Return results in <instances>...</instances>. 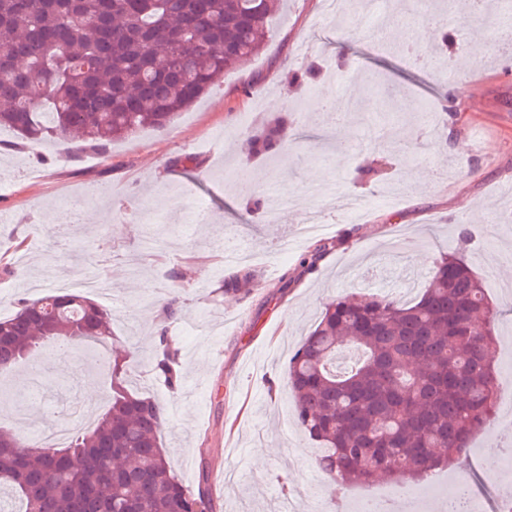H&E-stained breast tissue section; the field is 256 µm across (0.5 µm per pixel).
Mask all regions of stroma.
I'll return each mask as SVG.
<instances>
[{"mask_svg":"<svg viewBox=\"0 0 512 512\" xmlns=\"http://www.w3.org/2000/svg\"><path fill=\"white\" fill-rule=\"evenodd\" d=\"M442 11L453 32L452 67L408 64L397 47L375 50L377 27L415 25ZM349 15L327 13L324 0H288L262 51L227 74L163 129H144L106 152L51 141L16 151L0 132V318L20 298H37L45 264L56 281L95 277L91 299L110 310L112 347L129 353L127 377L166 410L162 442L182 484L196 488L210 463L216 512H333L330 481L317 449L297 424L283 375L289 353L312 330L326 304L382 293L414 298L461 229L465 252L490 286L501 315L495 365L512 352V47L495 34L493 15L472 17L470 0H410L376 13L352 34ZM400 92L388 104L383 89ZM343 98L345 113L327 121L309 112L323 96ZM480 107H473L472 98ZM453 99L456 118L445 117ZM286 112L296 149L288 158L251 160L248 136ZM194 156L191 168L173 166ZM248 167L270 213L255 219L233 181ZM319 171L324 189L365 197L367 215L328 214V231L301 242L293 225L312 201ZM486 210L492 222L474 212ZM327 248L310 267L316 245ZM250 253L252 280L223 293ZM177 301L176 319L158 321L159 297ZM178 350L176 390L152 371L160 333ZM83 347L67 357L46 349L13 367L10 397H0V427L62 446L60 426L87 430L107 410L110 372L87 366ZM97 399L81 410V390ZM512 436V417L497 407L464 461L432 472L418 487L432 496L468 481L474 512H512V458L492 440ZM270 452L252 453L258 443Z\"/></svg>","mask_w":512,"mask_h":512,"instance_id":"obj_1","label":"stroma"}]
</instances>
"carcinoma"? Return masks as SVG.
<instances>
[{"label": "carcinoma", "mask_w": 512, "mask_h": 512, "mask_svg": "<svg viewBox=\"0 0 512 512\" xmlns=\"http://www.w3.org/2000/svg\"><path fill=\"white\" fill-rule=\"evenodd\" d=\"M279 0H0V130L21 143L78 137L105 150L169 126L226 71L259 54ZM284 154L288 123L252 134ZM471 233L441 256L416 298L359 294L330 303L288 357L299 427L320 445L334 484L382 478L401 488L458 461L493 420L498 311L465 259ZM112 313L52 293L0 319V370L46 347H98ZM358 360L336 371V352ZM178 350L160 335L156 374L180 383ZM115 357L111 405L63 448L0 429V512H215L208 465L197 489L176 478L161 443L162 405L131 387Z\"/></svg>", "instance_id": "obj_1"}]
</instances>
